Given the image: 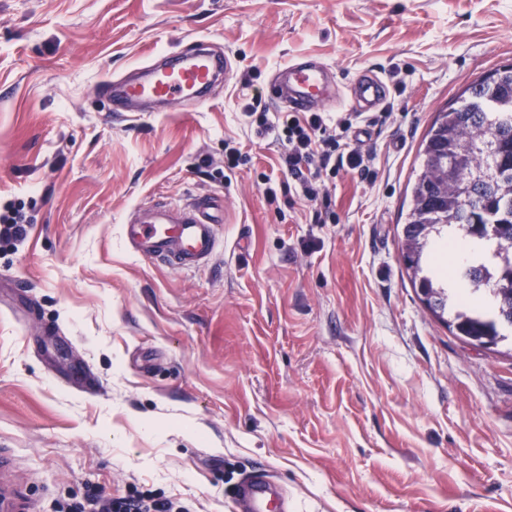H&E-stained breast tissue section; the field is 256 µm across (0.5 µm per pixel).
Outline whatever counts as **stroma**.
Segmentation results:
<instances>
[{"label":"stroma","mask_w":512,"mask_h":512,"mask_svg":"<svg viewBox=\"0 0 512 512\" xmlns=\"http://www.w3.org/2000/svg\"><path fill=\"white\" fill-rule=\"evenodd\" d=\"M206 39L207 104L115 119L101 85ZM310 56L390 90L345 140L370 178L311 201L258 134L270 80ZM512 65V0H0V493L11 512L137 490L234 512L266 470L290 512H512V333H450L401 253L408 183L437 113ZM238 149L243 162L224 165ZM273 183L277 202L264 194ZM218 198L197 268L120 235L156 200ZM0 239L5 241H21L27 232V220L22 211L8 206L5 213H0Z\"/></svg>","instance_id":"35a3bbf8"}]
</instances>
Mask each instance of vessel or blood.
Returning <instances> with one entry per match:
<instances>
[{
    "label": "vessel or blood",
    "mask_w": 512,
    "mask_h": 512,
    "mask_svg": "<svg viewBox=\"0 0 512 512\" xmlns=\"http://www.w3.org/2000/svg\"><path fill=\"white\" fill-rule=\"evenodd\" d=\"M230 62L203 51L201 42L179 52L174 59L143 67L138 78L108 83L112 109L128 111L132 102L161 100L171 104L192 101L205 104L206 92L220 71L230 70ZM273 101L292 112H308L335 99L325 79V68L311 59H301L280 68L271 85ZM353 105L362 112L379 109L389 97L385 80L375 72L360 74L351 84ZM213 201L199 199L177 205L158 201L137 207L124 220L121 233L135 254L178 268L207 263L219 245L220 225L212 213ZM283 488L258 473L241 485L236 512H285Z\"/></svg>",
    "instance_id": "obj_1"
}]
</instances>
